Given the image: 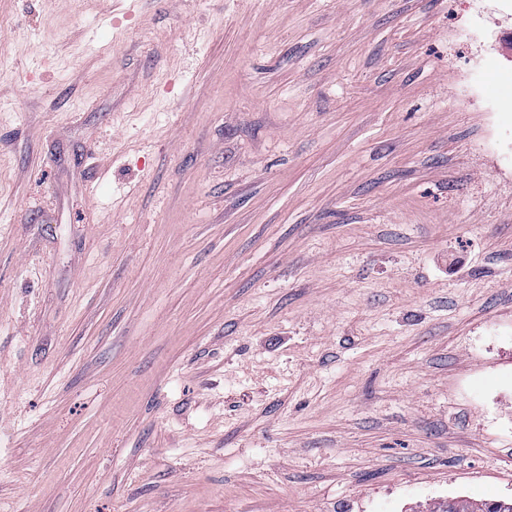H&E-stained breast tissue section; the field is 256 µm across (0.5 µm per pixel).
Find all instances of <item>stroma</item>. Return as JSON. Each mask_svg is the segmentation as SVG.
Masks as SVG:
<instances>
[{
    "label": "stroma",
    "instance_id": "35a3bbf8",
    "mask_svg": "<svg viewBox=\"0 0 512 512\" xmlns=\"http://www.w3.org/2000/svg\"><path fill=\"white\" fill-rule=\"evenodd\" d=\"M501 347L512 0H0V512L510 501Z\"/></svg>",
    "mask_w": 512,
    "mask_h": 512
}]
</instances>
